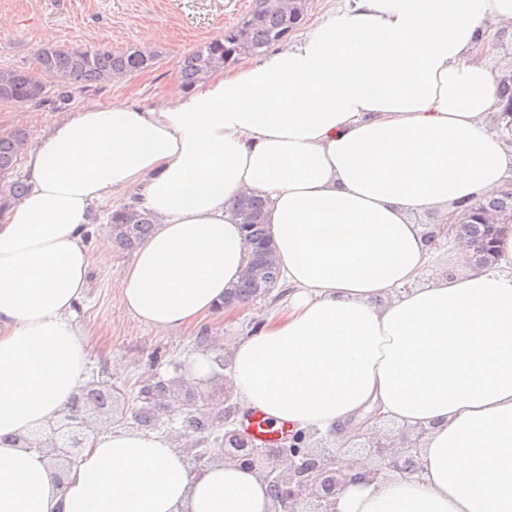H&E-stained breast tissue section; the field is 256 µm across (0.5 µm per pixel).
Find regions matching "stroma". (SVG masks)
Segmentation results:
<instances>
[{"label": "stroma", "mask_w": 512, "mask_h": 512, "mask_svg": "<svg viewBox=\"0 0 512 512\" xmlns=\"http://www.w3.org/2000/svg\"><path fill=\"white\" fill-rule=\"evenodd\" d=\"M252 0H0V68H30L43 48L45 31H52L53 47H106L115 51L146 46L159 59L150 69L121 82L75 90L61 100L56 86H48L44 100L32 103L0 102V134L24 128L29 144L64 112L94 101L109 107L158 102L179 82L178 65L186 54L221 35L250 8ZM135 191L112 197L94 213L88 229L91 252L112 253L108 266L92 265L91 287L77 318L88 333L93 351L91 379L111 380L124 391L112 407L113 418L133 404L136 380L144 373L163 377L184 370L189 361L209 354L224 340L255 330L269 311L288 303V285L279 282L272 292L229 312L224 319L162 336L134 319L122 306L116 281L134 253L116 248L108 230L112 210L132 203Z\"/></svg>", "instance_id": "obj_1"}]
</instances>
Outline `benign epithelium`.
Wrapping results in <instances>:
<instances>
[{"label": "benign epithelium", "instance_id": "7a95c632", "mask_svg": "<svg viewBox=\"0 0 512 512\" xmlns=\"http://www.w3.org/2000/svg\"><path fill=\"white\" fill-rule=\"evenodd\" d=\"M482 221L491 228L490 237L512 230V216L506 213L483 211ZM470 218L469 211L448 215L444 224H428L425 240L437 246L459 225ZM139 391L134 405L121 414L118 423L145 431H157L166 426L163 416H173L175 403L188 409V413L203 419L208 428L204 434L183 439L176 429L166 430L179 449L186 454L190 470L194 471L211 460L210 438L220 442L224 455L231 462L257 470L274 489L273 512H337L336 504L349 483L371 484L390 472L411 476L420 472V456L426 430L406 432L394 440L384 436L373 439L366 433H356L361 440L359 448L376 459L353 477L344 476L337 468L338 454L344 450L320 446L323 439L304 432L295 435L288 444L257 448L244 432L228 428L235 406L230 404L232 388L221 385L219 394L227 409L216 410L213 394L196 390L182 375L164 379L156 374L138 381ZM88 387L83 386L75 395L80 408H63L47 427L24 439L28 448H35L49 457L58 483H63L68 472L82 457L86 448L93 445L96 436L91 418H112V406L101 407L85 398Z\"/></svg>", "mask_w": 512, "mask_h": 512}]
</instances>
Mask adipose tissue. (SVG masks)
<instances>
[{
  "instance_id": "obj_1",
  "label": "adipose tissue",
  "mask_w": 512,
  "mask_h": 512,
  "mask_svg": "<svg viewBox=\"0 0 512 512\" xmlns=\"http://www.w3.org/2000/svg\"><path fill=\"white\" fill-rule=\"evenodd\" d=\"M512 0H353L303 38L157 104L65 112L0 222V512H272L222 449L190 472L172 440L100 428L57 485L24 438L87 379L75 322L93 208L127 189L157 219L117 281L169 334L222 316L251 245L232 204L266 199L288 306L224 347L242 410L344 435L369 413L425 430L420 471L349 484L338 512H512V234L498 265L426 280L418 216L512 183L485 42Z\"/></svg>"
}]
</instances>
